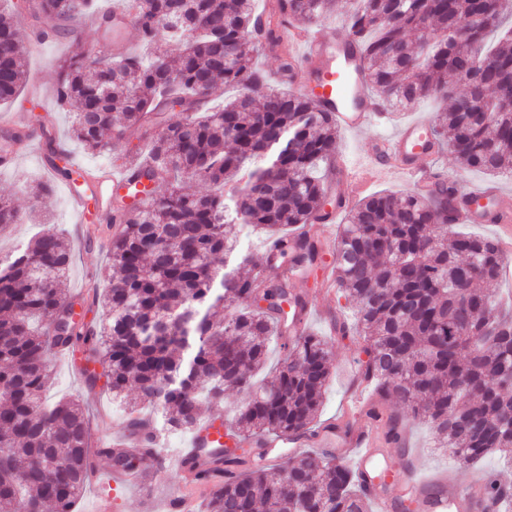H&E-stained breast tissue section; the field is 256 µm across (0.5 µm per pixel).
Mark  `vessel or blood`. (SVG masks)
<instances>
[{"instance_id":"b4317fda","label":"vessel or blood","mask_w":512,"mask_h":512,"mask_svg":"<svg viewBox=\"0 0 512 512\" xmlns=\"http://www.w3.org/2000/svg\"><path fill=\"white\" fill-rule=\"evenodd\" d=\"M306 58L316 64L311 78L315 93L326 111L331 112L341 129L361 131L371 126L384 110L368 91V77L355 48L326 36L307 35ZM438 154L428 126L412 121L388 138H377L371 143L370 156L379 168L392 167L409 176L416 192L429 193L433 188L431 163ZM124 174L107 173L87 182L85 195L76 196L78 223H85L83 201L93 198L100 207L112 203V191L124 184ZM452 221L456 224H492L501 230L503 264L501 279L512 281V198L499 190H465L457 204ZM265 459L276 460L283 447L327 448L336 460L351 461L362 479L365 495L375 504L377 512H401L404 505H412L414 512H499L500 503L481 488L480 482L463 484L439 479L421 481L411 464H396L379 446L378 431L366 424L352 433L338 435L327 429L316 437L299 439L271 438L260 441ZM224 450V428L216 420H209L191 435L188 447L174 463L185 473L212 480V467Z\"/></svg>"}]
</instances>
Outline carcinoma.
<instances>
[{"label": "carcinoma", "mask_w": 512, "mask_h": 512, "mask_svg": "<svg viewBox=\"0 0 512 512\" xmlns=\"http://www.w3.org/2000/svg\"><path fill=\"white\" fill-rule=\"evenodd\" d=\"M333 0H133L139 48L127 55L65 59L59 107H73L71 138L87 151L112 150L127 129L156 130L127 170L130 204L113 196V229L97 330L73 319L75 302L59 282L70 266L62 233L46 230L0 261V512H73L88 471V420L76 400L46 397L54 354L79 342L85 360L107 373L127 427L192 431L228 389L247 394L225 436L237 445L266 436L314 434L331 373L328 343L295 338L274 375L258 378L272 336L304 310L290 289L298 269L318 264L309 226L324 214L327 176L339 128L317 97L270 86L253 62L266 48L294 64L280 29L319 20ZM34 24L102 28L112 10L99 0H26ZM345 35L358 48L370 92L405 110L437 102L436 142L449 139L464 168L512 176V0H355ZM177 45L176 60L164 47ZM27 46L19 17L0 14V104L26 82ZM244 93L198 114L205 95ZM55 173L73 186L86 173L60 154ZM458 187L440 181L432 196L377 192L349 211L336 239V283L353 306L362 339V376L382 416L395 399L424 418L440 447L470 466L496 453L512 458V311L486 286L498 281L499 243L448 234ZM22 223L0 197V225ZM271 236L282 275L270 282L253 264L247 230ZM224 303L233 311L215 318ZM135 382L136 402L125 400ZM155 448L112 456V469L136 468ZM224 484L210 512H366L355 471L327 454L282 465L235 453L222 456Z\"/></svg>", "instance_id": "obj_1"}]
</instances>
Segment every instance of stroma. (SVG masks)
I'll return each instance as SVG.
<instances>
[{"label":"stroma","instance_id":"stroma-1","mask_svg":"<svg viewBox=\"0 0 512 512\" xmlns=\"http://www.w3.org/2000/svg\"><path fill=\"white\" fill-rule=\"evenodd\" d=\"M102 48L101 31L86 25L82 28L80 41L52 37L39 50L28 51L25 59L28 84L12 104L0 106V117L14 112L23 113L25 125L33 133L39 131L41 125H51L56 138L68 145L77 163L90 167L106 166L117 171L123 169L126 155L141 145L142 130L137 127L129 128L125 141L111 151L88 152L71 140L70 114L60 110L55 99L61 62L78 53H99ZM436 110V102L428 100L403 115L401 121L381 119L359 133L340 132L336 156L344 161L347 171H369L370 178L364 189L365 194L381 190L411 191L412 186L404 176L379 177L371 174L368 143L375 137L391 136L403 122H434ZM45 165L43 152L26 142H19L15 161L8 166H0V195L13 198L22 210L46 212L52 226L66 235L72 252L70 273L65 279L69 295H78L83 289L93 286L102 287L101 272L107 262L112 232L103 226L97 211L91 209L87 212L86 222L94 228L96 237L86 243H79L69 204L71 186L63 179L46 177ZM37 184L46 187V195L38 198L32 196L31 190ZM332 262V255H324L322 266L316 267L309 277L294 280L293 289L305 295L308 301L310 315L306 324L307 332L325 339L332 349L331 376L319 420L321 423L333 424L351 431L367 421L365 415L349 414L345 411L365 355L361 351L358 337L351 335L341 339L331 333L337 321H349L353 318L349 303L339 292L325 294L321 291L324 268ZM50 375L48 394L52 399L76 396L88 410L90 441H97L107 435L114 436L123 431L125 414L122 407L113 402L106 376H99L95 386H88L80 369L57 357L50 364ZM187 441L188 435L184 432L165 436L159 460H147L141 469L140 485L127 490L116 487L112 481L111 457L105 454L99 456L96 477L93 483L85 486L74 505L75 512H91L93 501L100 496L115 499L118 512H163L162 507L171 486L180 479L179 472L172 466L171 461L186 448ZM393 454L399 461L410 458L424 478L452 474L465 482L484 475L499 479L512 477V463L496 456L488 457L473 467L457 466L448 454L434 448L431 427L421 418L410 420L404 445L394 449Z\"/></svg>","mask_w":512,"mask_h":512}]
</instances>
